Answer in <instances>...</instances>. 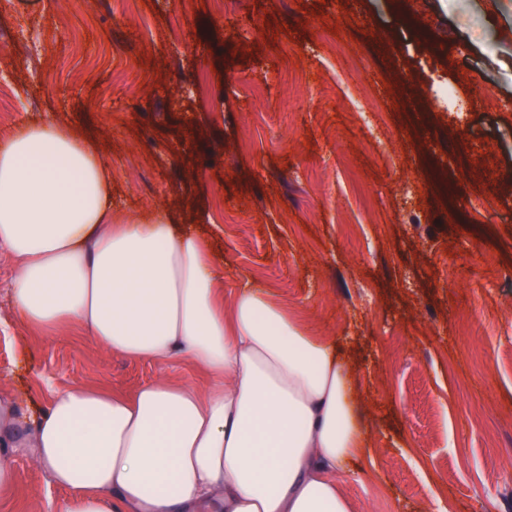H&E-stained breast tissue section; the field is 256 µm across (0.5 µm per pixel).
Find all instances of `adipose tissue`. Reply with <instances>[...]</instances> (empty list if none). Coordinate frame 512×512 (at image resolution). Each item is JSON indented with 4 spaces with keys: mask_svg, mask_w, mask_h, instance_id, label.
<instances>
[{
    "mask_svg": "<svg viewBox=\"0 0 512 512\" xmlns=\"http://www.w3.org/2000/svg\"><path fill=\"white\" fill-rule=\"evenodd\" d=\"M96 144L33 123L0 141V249L23 323L80 328L129 361L185 360L206 387L53 393L31 429L0 394V495L15 455L69 491L64 512H354L336 477L368 447L335 341L246 281L225 302L204 239L164 211L120 220Z\"/></svg>",
    "mask_w": 512,
    "mask_h": 512,
    "instance_id": "adipose-tissue-1",
    "label": "adipose tissue"
}]
</instances>
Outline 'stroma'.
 <instances>
[{
    "instance_id": "obj_1",
    "label": "stroma",
    "mask_w": 512,
    "mask_h": 512,
    "mask_svg": "<svg viewBox=\"0 0 512 512\" xmlns=\"http://www.w3.org/2000/svg\"><path fill=\"white\" fill-rule=\"evenodd\" d=\"M0 136L70 126L118 216L167 210L358 371L356 512H512V0H0ZM453 86L455 103L443 90ZM0 250V392L125 395L133 363L25 328ZM0 512H58L27 455Z\"/></svg>"
}]
</instances>
